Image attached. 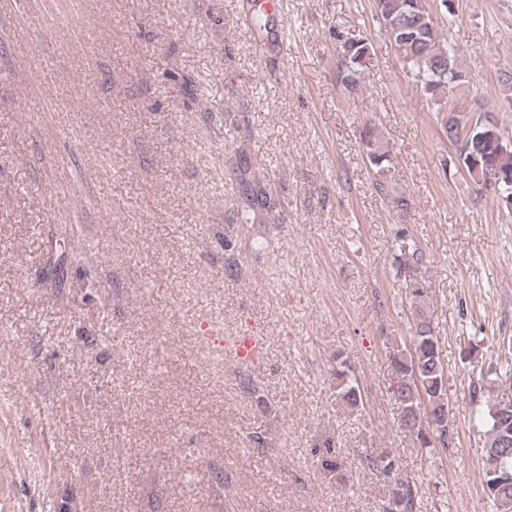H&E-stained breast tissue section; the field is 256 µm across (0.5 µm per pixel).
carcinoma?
Returning a JSON list of instances; mask_svg holds the SVG:
<instances>
[{"instance_id":"carcinoma-1","label":"carcinoma","mask_w":512,"mask_h":512,"mask_svg":"<svg viewBox=\"0 0 512 512\" xmlns=\"http://www.w3.org/2000/svg\"><path fill=\"white\" fill-rule=\"evenodd\" d=\"M375 9L391 44L416 72L420 89L436 97L444 90L452 93V99L444 102L448 117L443 130L456 147L462 166L470 172L476 163L482 168L491 165L501 174L499 190L503 201L512 203V147L492 146V135L500 138L504 130L480 102H475L469 112L452 106L455 99L467 95L469 81L453 49L443 46L438 19L433 17L428 0H375ZM371 51V44L364 40L343 44L338 78L347 92H362L361 74L371 60ZM362 144L371 165L381 169L390 163V151L370 120L364 124ZM273 206L266 186L256 184L248 208L242 211L243 223L262 221ZM399 239L400 269L411 303L417 306V325L410 349L394 347L388 352L392 373L387 392L400 409L399 426L414 436L416 446L446 449L453 439V423L448 419L446 372L438 336L422 311L429 298L421 275L424 255L404 236ZM333 371L337 404L351 413L360 411L363 397L349 358L337 355ZM484 424V489L497 512H512V400H499L488 406ZM364 458L372 472L387 480L383 512H413L417 488L414 482L401 477L398 458L373 447L366 449Z\"/></svg>"}]
</instances>
